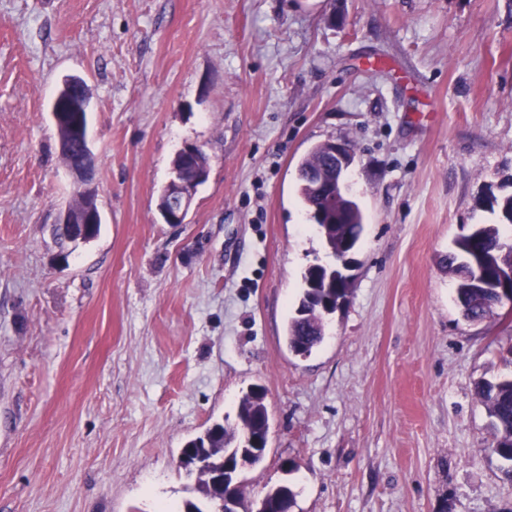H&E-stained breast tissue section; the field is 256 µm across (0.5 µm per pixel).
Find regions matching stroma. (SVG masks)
<instances>
[{
    "mask_svg": "<svg viewBox=\"0 0 512 512\" xmlns=\"http://www.w3.org/2000/svg\"><path fill=\"white\" fill-rule=\"evenodd\" d=\"M92 94L99 235L57 261L74 196L50 108ZM346 140L366 216L348 302L310 354L286 324L327 251L298 191ZM209 156L185 223L173 161ZM512 194V0H0V512L197 499L185 443L270 418L246 498L293 512H512L477 384L512 375L443 259ZM202 151L203 149L196 145L187 146L180 151L185 155L188 165L180 173L175 172L173 178L169 180L163 190L162 199L167 204L165 207L159 206V210L166 224L185 223L196 193V185L201 180L197 175L198 171L193 165V160H196V157L200 155L201 166L208 165L207 154H200Z\"/></svg>",
    "mask_w": 512,
    "mask_h": 512,
    "instance_id": "1",
    "label": "stroma"
}]
</instances>
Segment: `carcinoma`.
<instances>
[{"mask_svg": "<svg viewBox=\"0 0 512 512\" xmlns=\"http://www.w3.org/2000/svg\"><path fill=\"white\" fill-rule=\"evenodd\" d=\"M335 167V157L324 143L315 145L301 160L298 168L300 196L307 211L320 210L322 202L314 188L316 178ZM486 208L500 216L497 224H476L469 234L454 241V249L446 257L448 269L456 276L455 295L462 316L478 323L495 313L497 292L490 285L502 283L506 271L512 268V195L486 199ZM329 223L323 235L326 248L341 253L355 250L363 233L364 215L353 199L341 201L339 212L324 213ZM100 225H53L52 233L60 252L81 237L94 239ZM347 294L344 283L331 276L323 267L309 266L303 275V288L294 315L285 330L289 350L309 354L324 340L326 318L336 311V301ZM478 396L485 405L492 429L490 450L507 464L506 476L512 481V376L478 386ZM264 392L255 387L240 398L234 422H216L204 433L189 440L183 451L200 454L211 460L213 470L222 469L224 455L238 452L244 445V432L262 419H269L264 403ZM200 498L185 503L184 512H238L244 506L243 487H238L234 507L218 506L219 490L206 472L192 476ZM295 500V493L287 484L279 485L265 494L266 512H278L283 498Z\"/></svg>", "mask_w": 512, "mask_h": 512, "instance_id": "obj_1", "label": "carcinoma"}]
</instances>
